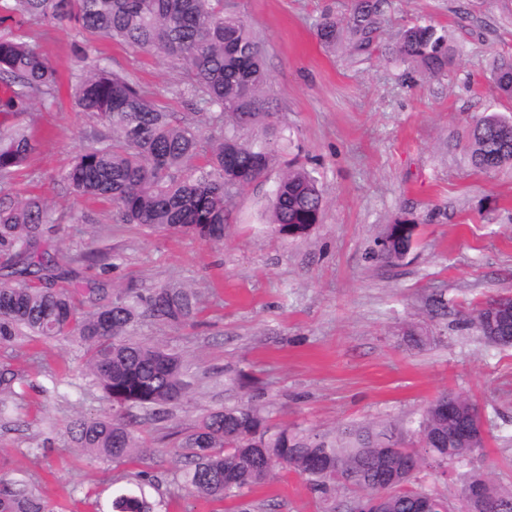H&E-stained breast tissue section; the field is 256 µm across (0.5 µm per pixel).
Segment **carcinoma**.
I'll use <instances>...</instances> for the list:
<instances>
[{"instance_id": "1", "label": "carcinoma", "mask_w": 512, "mask_h": 512, "mask_svg": "<svg viewBox=\"0 0 512 512\" xmlns=\"http://www.w3.org/2000/svg\"><path fill=\"white\" fill-rule=\"evenodd\" d=\"M384 0H355L347 18L360 41L368 43ZM33 21L56 26L65 21L88 36L124 42L182 64L190 82L180 91L202 112L179 117L157 104L145 91L99 60L83 70L74 88L78 106L92 113L107 131L83 149L63 176L85 197L112 204L128 224L158 233H183L221 242L227 224L225 194L246 187L266 170L270 155L244 141V132L269 117L262 111L268 83L260 39L244 20L224 13V0H0V24ZM339 22L325 16L317 28L320 43L336 41ZM424 74L443 71L449 52L431 24L406 27L389 48ZM0 80L8 93L0 97V114L18 117L35 106L52 104L58 91L56 69L39 47L13 36L0 38ZM493 81L512 98V58L495 60ZM218 127L216 139L202 129ZM36 148L27 127L0 123V175L22 169ZM473 165L493 170L512 163V120L491 114L473 119L468 130ZM323 196L305 168L291 166L270 200L271 229L281 238L308 234L321 221ZM51 223L47 204L37 196L14 197L0 191V251L10 254V272L0 276V344L18 336L42 340L73 338L86 365L110 404L107 412L79 415L68 424L74 447L96 458L122 462L144 453L125 412L139 408L158 417L188 393L186 365L180 355L128 336L141 316L163 322H187L198 312L189 288H159L147 294L127 288L102 302L105 285L88 289L92 309L79 314L72 293L53 282L68 276L55 256L41 249L43 226ZM415 226L400 220L389 226L377 258L394 264L414 242ZM498 300L486 302L472 319L483 339L512 346V330L491 335L482 318ZM458 401L464 419L480 417L478 408L461 395L441 394L418 422L419 447L412 452L402 434L388 426L346 427L334 435L297 426L270 427L261 410L240 403L205 414L184 432L176 447L188 464L182 487L213 501L242 495L266 483L275 467L307 478L314 491L327 495L336 486L356 496L334 512H357L364 497H378L384 512H413L414 500L428 494L415 485L427 465L462 464L484 441L455 440L457 425L437 406ZM395 437L403 451L393 458L395 477L388 488L378 481L377 448L381 438ZM491 496L509 506L512 488H503L476 472ZM113 512H155L145 494L126 490L112 501ZM0 512H46L42 500L26 488L0 490Z\"/></svg>"}]
</instances>
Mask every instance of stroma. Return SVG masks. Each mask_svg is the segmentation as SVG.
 Segmentation results:
<instances>
[{"label":"stroma","mask_w":512,"mask_h":512,"mask_svg":"<svg viewBox=\"0 0 512 512\" xmlns=\"http://www.w3.org/2000/svg\"><path fill=\"white\" fill-rule=\"evenodd\" d=\"M351 8L352 0H224L225 12L264 44L269 117L244 138L266 145L270 162L233 191L220 243L150 233L63 183L102 131L69 91L24 116L37 148L0 187L46 202L44 249L77 282L116 292L190 288L199 311L179 324L143 317L131 332L180 354L192 387L165 420L133 410L149 451L127 464L88 460L69 439L76 415L106 405L74 341L22 336L0 345V366L18 374L0 415L1 484L34 489L49 512H112L113 491L143 476L162 512H331L348 492L326 500L280 467L263 486L221 502L187 496L177 433L248 400L273 425L334 432L393 423L410 435L425 407L448 392L477 405L485 447L446 476L422 471L419 483L455 506L471 473L512 487V347L486 343L469 322L487 301L512 296V166L475 169L466 142L473 118H512V99L491 83L494 59L512 55V0H387L370 46L345 27L335 44L321 45L322 14L343 19ZM415 23L444 36L452 55L444 71L424 76L385 54ZM1 34L36 42L62 79L100 57L170 111L188 110L177 94L188 75L164 57L84 38L66 22H8ZM294 160L317 179L325 211L308 235L282 240L270 229L269 200ZM404 219L416 225L409 254L395 265L374 259L376 241ZM92 250L109 252L111 265L87 262ZM436 298L445 315L431 314ZM411 325L428 334L426 347L408 344Z\"/></svg>","instance_id":"obj_1"}]
</instances>
